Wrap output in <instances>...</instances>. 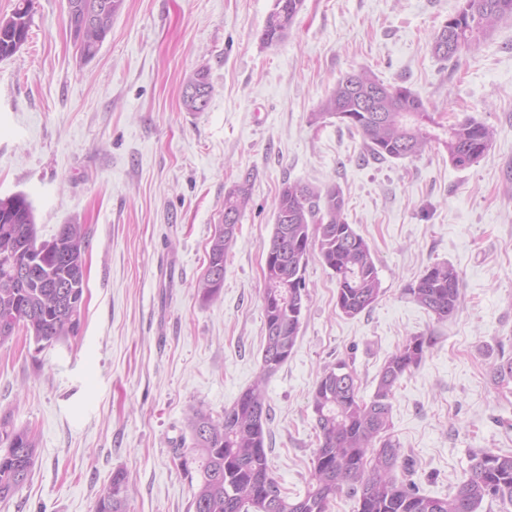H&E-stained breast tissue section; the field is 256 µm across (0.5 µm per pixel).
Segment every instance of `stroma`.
I'll return each instance as SVG.
<instances>
[{
  "mask_svg": "<svg viewBox=\"0 0 512 512\" xmlns=\"http://www.w3.org/2000/svg\"><path fill=\"white\" fill-rule=\"evenodd\" d=\"M462 0H303L286 38L260 40L274 0H125L98 54L81 60L66 0H33L29 36L0 59V197L28 196L38 237L88 225L77 336L37 349L0 344V418L37 438L23 487L0 512H94L113 471L129 512H193L199 459L188 416L221 417L261 373L263 271L283 182L338 185L345 218L369 244L384 290L348 317L318 259L296 344L266 380L269 465L304 493L317 448L311 394L346 361L370 397L409 336L435 337L391 400V434L408 460L396 478L444 497L474 452H512V17L478 51L431 52ZM207 69L208 108L186 111L187 79ZM406 86L437 121L470 117L494 132L465 169L446 150L362 160V139L309 115L345 73ZM252 174V200L209 302L197 283L224 194ZM448 262L463 287L450 321L409 286Z\"/></svg>",
  "mask_w": 512,
  "mask_h": 512,
  "instance_id": "35a3bbf8",
  "label": "stroma"
}]
</instances>
